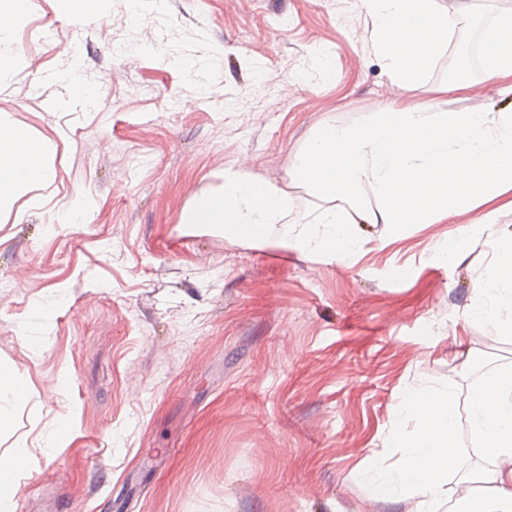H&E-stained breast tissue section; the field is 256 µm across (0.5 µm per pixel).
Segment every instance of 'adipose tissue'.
<instances>
[{"label": "adipose tissue", "mask_w": 512, "mask_h": 512, "mask_svg": "<svg viewBox=\"0 0 512 512\" xmlns=\"http://www.w3.org/2000/svg\"><path fill=\"white\" fill-rule=\"evenodd\" d=\"M371 18L369 40L391 82L414 92L393 97L358 125L318 127L295 157L290 179L317 202L296 216L295 200L272 183L225 170L218 189L197 195L183 214L225 238L270 240L286 248L344 261L362 250L360 224H384L402 237L413 224H437L448 214L472 210L512 192V109L467 112L447 109V96L474 83L461 75L430 86L427 72L448 45V17L434 0H361ZM486 76L512 74V12L499 15L488 32ZM52 143L0 124V210L48 179L45 157ZM474 317L512 335V239L497 244L492 264L476 288ZM472 430L491 462L472 489L448 497L454 465L457 406L451 388L419 387L400 405L391 438L395 465L374 469L377 488L391 498L412 495L413 512H512V369L485 376L469 395ZM415 422L404 431L403 420Z\"/></svg>", "instance_id": "1"}]
</instances>
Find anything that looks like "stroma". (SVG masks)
<instances>
[{
  "instance_id": "1",
  "label": "stroma",
  "mask_w": 512,
  "mask_h": 512,
  "mask_svg": "<svg viewBox=\"0 0 512 512\" xmlns=\"http://www.w3.org/2000/svg\"><path fill=\"white\" fill-rule=\"evenodd\" d=\"M470 2L435 0L454 30L430 84L512 10ZM24 8L0 120L54 150L49 181L0 213V369L18 389L0 453L28 450L14 512H411L364 468L396 459L399 403L423 385L458 401L449 488L462 463L484 466L467 400L512 368V337L471 311L493 243L512 237V192L491 224L481 205L398 240L358 225L366 244L343 262L182 221L228 168L314 209L288 178L294 156L394 90L359 0ZM469 74L475 91L449 110L512 106V75Z\"/></svg>"
}]
</instances>
